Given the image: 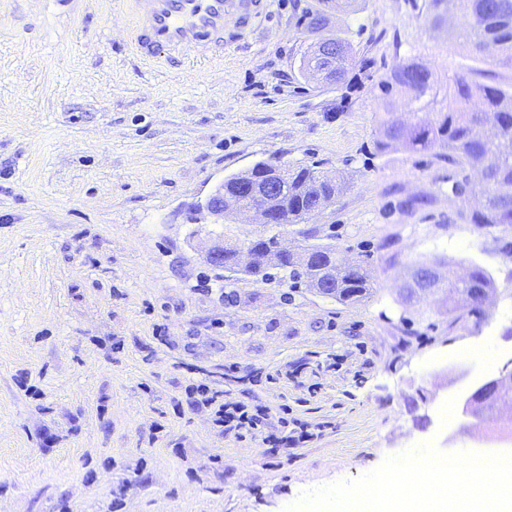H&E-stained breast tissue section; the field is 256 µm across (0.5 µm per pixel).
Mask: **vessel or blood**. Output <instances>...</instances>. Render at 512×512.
<instances>
[{
  "mask_svg": "<svg viewBox=\"0 0 512 512\" xmlns=\"http://www.w3.org/2000/svg\"><path fill=\"white\" fill-rule=\"evenodd\" d=\"M267 10L268 0H133V48L146 62L201 57L223 49L228 22H235L243 41Z\"/></svg>",
  "mask_w": 512,
  "mask_h": 512,
  "instance_id": "b4317fda",
  "label": "vessel or blood"
}]
</instances>
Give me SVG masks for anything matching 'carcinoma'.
Returning a JSON list of instances; mask_svg holds the SVG:
<instances>
[{
    "label": "carcinoma",
    "mask_w": 512,
    "mask_h": 512,
    "mask_svg": "<svg viewBox=\"0 0 512 512\" xmlns=\"http://www.w3.org/2000/svg\"><path fill=\"white\" fill-rule=\"evenodd\" d=\"M432 26L446 25L448 0H429ZM457 21L448 26V39L463 43L470 56L484 58L487 50L512 61V0H455ZM327 19L317 12L309 18V32L317 35L310 51L304 54L300 66L305 74L324 70V82L340 89L345 84V72L315 54L322 42L333 41L342 53L352 51V44L340 35L326 36ZM380 91L388 99L395 94L406 95L408 121L402 126L395 119L383 123L380 149L403 148L426 152L439 161L457 167V179L452 192H467L468 171L483 168L488 188L470 206V218L475 224L512 228V91L477 84L468 72L454 70L440 80L417 58L392 69L382 80ZM267 162L259 161L250 169L224 178V201L238 208L249 205L241 194V183L260 172ZM345 190V182L323 171L313 162L288 167V179L282 182L278 205L288 225L305 224L318 210L321 200L336 199ZM277 234L260 235L250 241L256 250L254 268L245 271L265 280H288L291 286H305L339 303L361 301L371 284L357 266L342 269L335 250L324 243L307 245L310 257L298 254L285 258L274 250ZM220 253L210 264L230 272H238L235 262L236 245L216 246ZM495 291L493 276L481 266L469 270L465 280L455 285L453 292L468 303L467 314L479 323L486 318L484 304Z\"/></svg>",
    "instance_id": "obj_1"
}]
</instances>
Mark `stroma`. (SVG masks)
Here are the masks:
<instances>
[{
	"instance_id": "obj_1",
	"label": "stroma",
	"mask_w": 512,
	"mask_h": 512,
	"mask_svg": "<svg viewBox=\"0 0 512 512\" xmlns=\"http://www.w3.org/2000/svg\"><path fill=\"white\" fill-rule=\"evenodd\" d=\"M328 9L356 83L307 79L308 12ZM124 0H0V512H288L461 428L457 367L512 364V256L467 218L455 169L382 151L380 79L420 54L443 76L467 51L426 0H269L247 41L204 62L140 60ZM318 162L347 187L310 221L370 297L342 304L287 281L226 279L191 223L256 162ZM477 264L498 291L482 322L449 325L437 296L405 304L414 260ZM275 375L240 384L226 366ZM206 379L237 399L325 423L271 455L219 434L186 400Z\"/></svg>"
}]
</instances>
